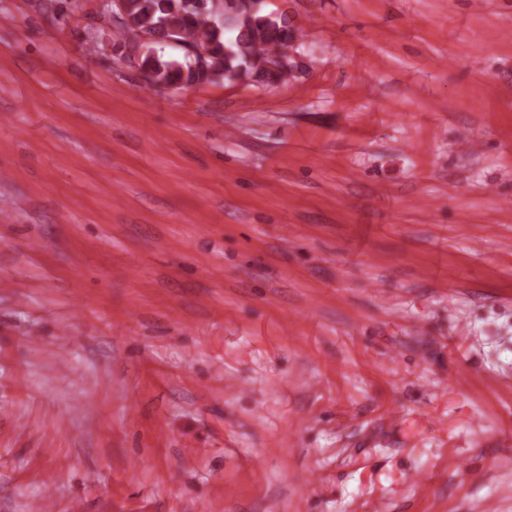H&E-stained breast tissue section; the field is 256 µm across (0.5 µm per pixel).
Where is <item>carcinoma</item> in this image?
<instances>
[{"label": "carcinoma", "instance_id": "carcinoma-1", "mask_svg": "<svg viewBox=\"0 0 512 512\" xmlns=\"http://www.w3.org/2000/svg\"><path fill=\"white\" fill-rule=\"evenodd\" d=\"M128 23L113 26L117 39L131 44L138 29L168 27L177 30L185 50H208L205 65L195 70L188 63L167 59L152 51L141 57L152 76L147 87L164 89L180 83L210 82L220 76L246 84L287 83L296 78L295 54L304 34L290 26L288 18L266 14L262 8L248 10L241 0H127ZM284 65L276 70L274 59Z\"/></svg>", "mask_w": 512, "mask_h": 512}]
</instances>
